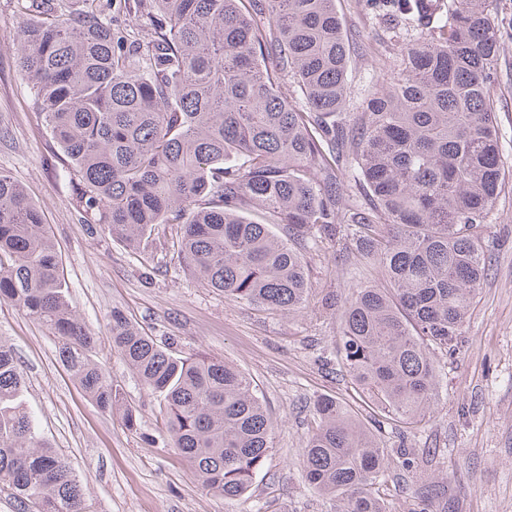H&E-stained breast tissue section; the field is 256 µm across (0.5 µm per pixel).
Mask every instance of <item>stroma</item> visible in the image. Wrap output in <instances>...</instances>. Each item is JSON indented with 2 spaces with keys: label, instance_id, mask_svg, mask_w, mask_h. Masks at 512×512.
<instances>
[{
  "label": "stroma",
  "instance_id": "obj_1",
  "mask_svg": "<svg viewBox=\"0 0 512 512\" xmlns=\"http://www.w3.org/2000/svg\"><path fill=\"white\" fill-rule=\"evenodd\" d=\"M336 6L352 43L355 108L367 94L363 76L376 65L370 50L385 38L387 23L355 0ZM496 20L502 33L496 120L512 171V0H497ZM18 22L14 0H0V172L22 183L41 207L70 304L96 338L94 358L140 411L136 433L102 412L70 379L48 331L0 304V340L21 364L25 405L41 436L68 458L89 512H337L334 498L309 485L301 463L310 406L323 395L346 399L381 447L429 451L424 468L390 465L387 512H512V182L485 231L489 271L463 325L461 351L440 377L429 421L409 430L373 410L333 361L339 319L326 297L352 283L383 281L376 267L355 268L342 237L319 239L307 250L308 306L288 316L226 300L183 270L172 246L174 226H161L153 245L135 253L81 218L78 180L18 65ZM116 311L158 343L204 351L252 378L274 425L273 448L244 496L207 492L167 444L158 401L112 351Z\"/></svg>",
  "mask_w": 512,
  "mask_h": 512
}]
</instances>
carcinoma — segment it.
Listing matches in <instances>:
<instances>
[{"label": "carcinoma", "instance_id": "cac0c4a2", "mask_svg": "<svg viewBox=\"0 0 512 512\" xmlns=\"http://www.w3.org/2000/svg\"><path fill=\"white\" fill-rule=\"evenodd\" d=\"M17 0L14 48L82 212L138 247L179 228L177 258L224 298L295 314L304 252L341 232L387 288L350 285L336 363L376 408L425 420L487 276L484 227L505 184L494 82L496 0H379L410 32L394 69L348 112L349 39L336 0ZM293 84L295 98L284 92ZM45 327L99 409L140 427L123 388L90 358L39 206L0 172V303ZM112 347L161 398L167 440L226 499L249 490L273 424L252 381L202 351L173 354L118 312ZM25 379L0 342V483L19 512H86L67 459L21 405ZM303 464L341 512H385L389 465L331 396L311 409Z\"/></svg>", "mask_w": 512, "mask_h": 512}]
</instances>
